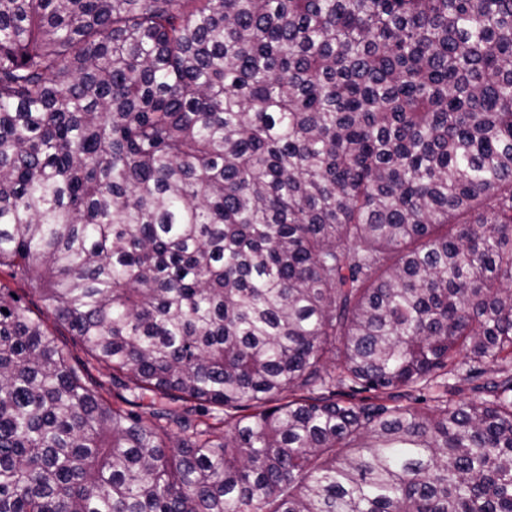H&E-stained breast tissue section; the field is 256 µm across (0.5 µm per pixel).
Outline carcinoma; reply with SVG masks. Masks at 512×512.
<instances>
[{
  "label": "carcinoma",
  "mask_w": 512,
  "mask_h": 512,
  "mask_svg": "<svg viewBox=\"0 0 512 512\" xmlns=\"http://www.w3.org/2000/svg\"><path fill=\"white\" fill-rule=\"evenodd\" d=\"M0 269V512H512V0H0Z\"/></svg>",
  "instance_id": "carcinoma-1"
}]
</instances>
